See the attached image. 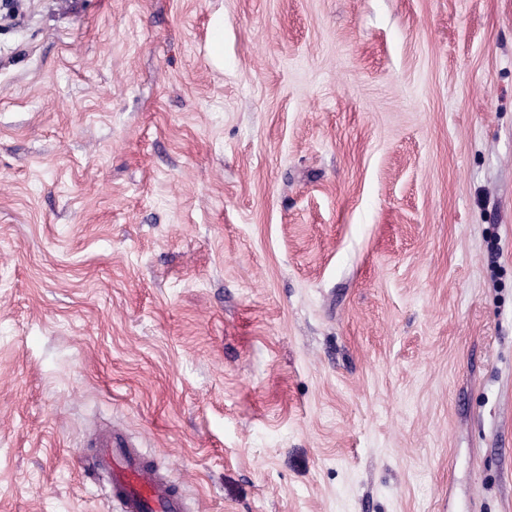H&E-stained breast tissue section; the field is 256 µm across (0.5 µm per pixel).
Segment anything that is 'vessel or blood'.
I'll list each match as a JSON object with an SVG mask.
<instances>
[{
    "mask_svg": "<svg viewBox=\"0 0 512 512\" xmlns=\"http://www.w3.org/2000/svg\"><path fill=\"white\" fill-rule=\"evenodd\" d=\"M97 446L98 474L117 512H188L176 486L121 434L104 433Z\"/></svg>",
    "mask_w": 512,
    "mask_h": 512,
    "instance_id": "obj_1",
    "label": "vessel or blood"
}]
</instances>
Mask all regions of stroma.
<instances>
[{
	"instance_id": "35a3bbf8",
	"label": "stroma",
	"mask_w": 512,
	"mask_h": 512,
	"mask_svg": "<svg viewBox=\"0 0 512 512\" xmlns=\"http://www.w3.org/2000/svg\"><path fill=\"white\" fill-rule=\"evenodd\" d=\"M512 512V0L0 7V512ZM97 475L118 512H188L184 497L116 431L100 436Z\"/></svg>"
}]
</instances>
